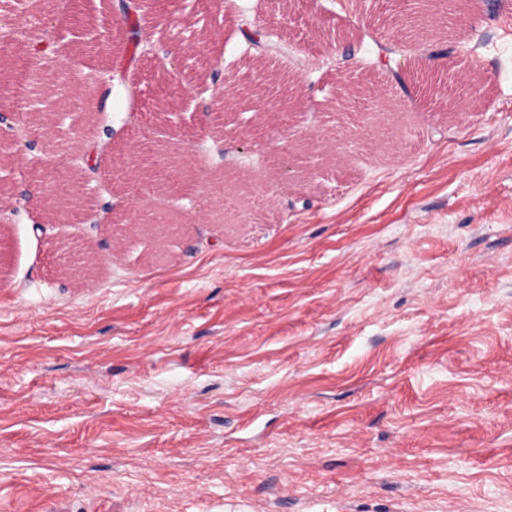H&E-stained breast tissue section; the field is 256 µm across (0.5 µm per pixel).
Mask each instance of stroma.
<instances>
[{
	"mask_svg": "<svg viewBox=\"0 0 512 512\" xmlns=\"http://www.w3.org/2000/svg\"><path fill=\"white\" fill-rule=\"evenodd\" d=\"M163 3L140 21L150 44L219 35L175 87L153 54L114 53L119 0H83L82 24L0 0V17L49 15L30 57L90 104L46 133L85 207L137 208L123 152L174 129L187 176L150 201L189 229L161 259L130 229L64 284L48 239L85 226H44L32 160L0 138V512H512V0H467L414 39L398 0ZM259 27L302 101L285 125L333 153L220 226L225 172L251 185L286 145L250 104L211 117L202 89L212 60L250 81ZM440 51L446 87L478 86L466 111L419 89ZM347 69L384 92L386 144L346 146L371 108L334 112Z\"/></svg>",
	"mask_w": 512,
	"mask_h": 512,
	"instance_id": "obj_1",
	"label": "stroma"
}]
</instances>
